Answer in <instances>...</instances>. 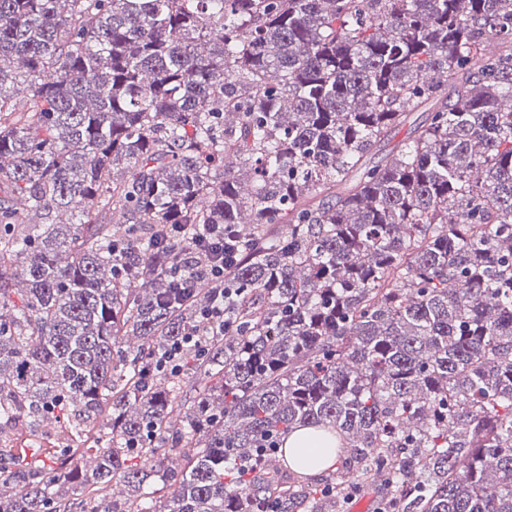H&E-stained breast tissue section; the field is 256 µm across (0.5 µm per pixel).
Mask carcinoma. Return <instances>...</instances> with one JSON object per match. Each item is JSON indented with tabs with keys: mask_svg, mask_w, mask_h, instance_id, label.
<instances>
[{
	"mask_svg": "<svg viewBox=\"0 0 512 512\" xmlns=\"http://www.w3.org/2000/svg\"><path fill=\"white\" fill-rule=\"evenodd\" d=\"M505 98L512 0H0V438L68 432L0 512H512ZM426 113L411 112L405 124L399 127V129L393 131L387 138L374 146L370 154L372 157H378L382 154L391 153L404 139L411 136L415 125L423 120ZM201 225L203 232L197 235L196 239L193 237L192 245L196 249L209 252L212 256L211 265L206 272V276L224 281V272L229 266L227 259L224 257V225ZM195 337H198L197 331H191L185 334L181 340L174 342L168 350L162 354L161 359L158 362L160 366V370H164L166 367L171 369V372H174L179 367V360L184 351L185 345L191 344L194 341V346L201 345L200 338L194 340Z\"/></svg>",
	"mask_w": 512,
	"mask_h": 512,
	"instance_id": "obj_1",
	"label": "carcinoma"
}]
</instances>
